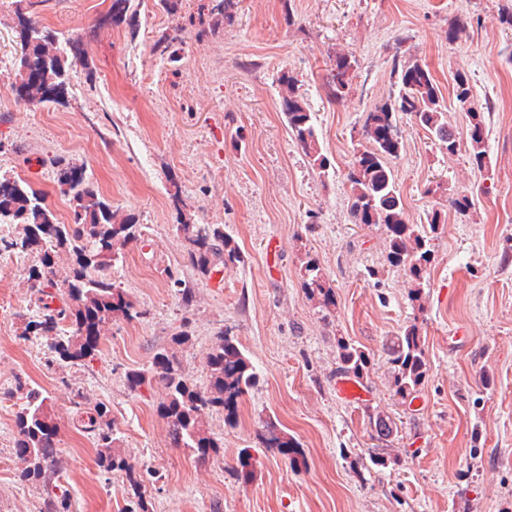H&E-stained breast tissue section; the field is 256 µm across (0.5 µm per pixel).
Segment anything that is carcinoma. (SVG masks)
Returning a JSON list of instances; mask_svg holds the SVG:
<instances>
[{
  "label": "carcinoma",
  "instance_id": "carcinoma-1",
  "mask_svg": "<svg viewBox=\"0 0 512 512\" xmlns=\"http://www.w3.org/2000/svg\"><path fill=\"white\" fill-rule=\"evenodd\" d=\"M239 0H207V11L219 21H231ZM88 66L83 55L68 56L66 48L43 34L37 24L24 30L20 54L16 60L18 81L25 84L29 103L44 104L58 100L67 86V76L76 65ZM355 61L338 55L328 69V97L340 101L349 90ZM397 93L365 113L361 136L366 141L351 163L347 174L350 185V211L357 224H381L389 236L391 263L408 267L416 281L426 274L431 260V233L443 223L442 214L433 209L426 223L411 224L396 183L390 160L400 155L402 140L388 132L397 127L399 115H409L438 142L440 148L454 154L460 139L448 126L441 105V94L429 66L417 59L394 65ZM280 84L284 94L281 109L288 130L297 145L322 173L329 165L322 153L315 126V114L298 92L296 79L286 74ZM453 96L468 119L467 143L472 164L490 172L485 150L483 113L472 101L470 77L458 72L453 78ZM60 192L67 198L70 221L61 223L45 202V197L26 181L9 172H0V222L18 228L15 243L25 252L37 254L38 261L28 269V280L41 303L40 311L23 323L19 338H44L59 360L71 364L89 363L100 351V339L112 322L140 319L145 310L112 278V267L122 251L136 241L139 225L104 197L86 174L84 166L67 163L58 169ZM177 231L187 243L190 263L203 277L209 278L215 267L241 261L233 239L222 224H178ZM62 251L73 256V263L60 274L52 257ZM310 298L328 309L335 305V294L327 285L319 267L308 262L302 275ZM191 342L186 330L171 337L172 346L155 354L147 367L129 370L125 375L128 389L139 392L147 387L159 394L157 410L166 420L168 434L180 448H188L200 464L219 455L221 445L208 433L205 416L209 411H224V420L232 423L239 402L256 384L257 374L240 348L235 336L224 331L206 355L208 384L197 387L182 370L181 353ZM339 372L358 381L367 377L369 355L355 344L338 343ZM393 386L403 400L413 399L426 372L424 348L416 324L390 337L384 345ZM15 395L23 403L15 415V455L18 474L23 481L43 484L49 499V512H69L65 494L54 492L50 476L61 469L57 455L58 432L47 422V400L43 390L18 382ZM86 429L92 435L98 467L106 472L119 471L135 492L143 483V474L151 470L130 462L121 448L119 431L104 403L86 411ZM377 436L388 438L397 430L396 422L384 414L369 415ZM264 448L275 449L294 458L302 455L294 440L281 435L268 423L260 434Z\"/></svg>",
  "mask_w": 512,
  "mask_h": 512
}]
</instances>
